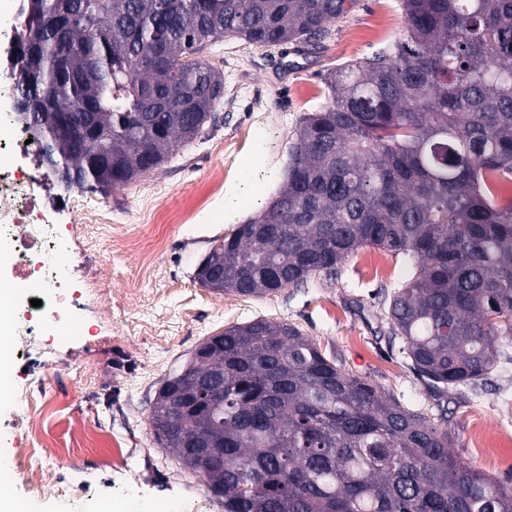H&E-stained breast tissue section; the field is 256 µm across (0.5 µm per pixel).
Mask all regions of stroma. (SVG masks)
<instances>
[{
	"instance_id": "35a3bbf8",
	"label": "stroma",
	"mask_w": 512,
	"mask_h": 512,
	"mask_svg": "<svg viewBox=\"0 0 512 512\" xmlns=\"http://www.w3.org/2000/svg\"><path fill=\"white\" fill-rule=\"evenodd\" d=\"M404 29L399 0H357L305 55L234 37L207 50L206 60L224 72L218 126L176 150L159 170L99 199L126 223L140 225L144 236L164 238L155 255L156 274L145 275L133 252L88 256L90 232H104V225H91L86 213L58 215L61 248L54 260L69 268L84 296L79 307L61 315L53 357H18L11 374L18 382L24 371L44 372L48 395L63 396V407L49 421L58 444L79 434L103 436V448L87 450L83 475L98 496L128 495L151 512H169L172 503L193 495L201 501L200 512H224L203 478L157 444L151 404L162 380L205 337L257 318L298 326L342 370L448 428L457 459L500 480L512 478V374L493 372L477 393L457 387L442 395L416 376L401 340L389 333L386 307L376 300L411 274L402 256L366 247L346 259L336 276H317L305 287L263 297L219 294L194 280L210 248L255 216L281 185L300 118L328 100L320 73L371 55L401 38ZM227 142L237 145L230 157L218 151ZM219 165L225 168L224 194L212 198L204 186ZM147 199L165 213L192 203L194 220L142 223L140 207ZM228 205L234 209L231 223L224 220ZM99 289L112 298L107 319L97 309ZM135 319L149 322L150 330H131ZM27 483L26 474L15 471L12 492L29 512H70L56 484L34 495Z\"/></svg>"
}]
</instances>
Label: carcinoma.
Here are the masks:
<instances>
[{
	"label": "carcinoma",
	"mask_w": 512,
	"mask_h": 512,
	"mask_svg": "<svg viewBox=\"0 0 512 512\" xmlns=\"http://www.w3.org/2000/svg\"><path fill=\"white\" fill-rule=\"evenodd\" d=\"M357 0H27L35 137L66 188L102 196L214 126L231 35L313 46ZM403 37L320 78L283 184L213 246L195 280L262 297L336 273L364 247L414 276L385 295L390 334L436 392L512 366V0H401ZM69 40L76 50L62 54ZM87 114L83 137L67 119ZM162 447L224 512H512V488L455 458L453 436L342 372L288 322L204 339L155 392Z\"/></svg>",
	"instance_id": "cac0c4a2"
}]
</instances>
